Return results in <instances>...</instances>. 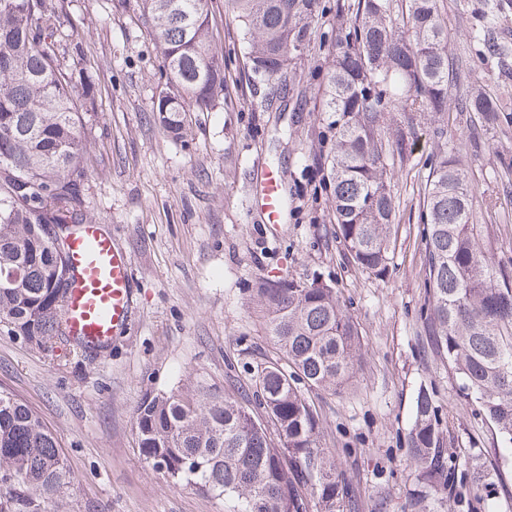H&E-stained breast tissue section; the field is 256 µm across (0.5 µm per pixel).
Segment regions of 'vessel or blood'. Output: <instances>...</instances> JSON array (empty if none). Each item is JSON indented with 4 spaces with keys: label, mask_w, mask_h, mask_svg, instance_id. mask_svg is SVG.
I'll use <instances>...</instances> for the list:
<instances>
[{
    "label": "vessel or blood",
    "mask_w": 512,
    "mask_h": 512,
    "mask_svg": "<svg viewBox=\"0 0 512 512\" xmlns=\"http://www.w3.org/2000/svg\"><path fill=\"white\" fill-rule=\"evenodd\" d=\"M256 181L270 217L282 200L276 174L258 168ZM70 288L65 322L77 342L96 346L112 340L129 324L131 273L125 256L97 225H83L68 243Z\"/></svg>",
    "instance_id": "b4317fda"
}]
</instances>
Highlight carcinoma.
<instances>
[{
  "mask_svg": "<svg viewBox=\"0 0 512 512\" xmlns=\"http://www.w3.org/2000/svg\"><path fill=\"white\" fill-rule=\"evenodd\" d=\"M154 28L165 79L152 111L174 139L190 112L226 102L223 55L210 39L209 0H138ZM359 0L330 50L320 111L333 147L323 157L332 188L336 238L347 259L386 273L396 218L390 163L410 150L412 115L448 111L458 60L448 54L442 0ZM237 25L254 85L287 86L294 60L316 40L320 0H224ZM51 0H0V325L56 355L69 343L63 323L70 281L68 243L50 224H81L91 162L86 131L96 88L60 61ZM485 55L507 57L494 27L482 25ZM493 127L507 119L484 90L462 100ZM403 120H394L395 114ZM419 214L424 247L423 329L448 362L476 414L512 452V257L494 260L474 223L472 187L456 160L433 153ZM265 334L277 355L246 367L251 397L238 400L201 379L149 391L133 411L139 453L175 483L224 499V512H356L336 452L322 444L323 419L308 392L346 394L363 361L359 324L336 288L318 277L256 289ZM418 489L450 491L444 425L431 390L419 388L408 434ZM472 500L489 474H465ZM70 466L35 410L0 390V512H58L72 488Z\"/></svg>",
  "mask_w": 512,
  "mask_h": 512,
  "instance_id": "1",
  "label": "carcinoma"
}]
</instances>
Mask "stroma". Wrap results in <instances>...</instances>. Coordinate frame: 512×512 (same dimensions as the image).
Wrapping results in <instances>:
<instances>
[{"label": "stroma", "instance_id": "obj_1", "mask_svg": "<svg viewBox=\"0 0 512 512\" xmlns=\"http://www.w3.org/2000/svg\"><path fill=\"white\" fill-rule=\"evenodd\" d=\"M63 35L78 42L97 90L89 131L93 167L86 216L99 224L131 270V316L105 352L73 345L47 355L0 325V387L36 410L70 464L68 512H224L223 500L169 482L140 457L133 410L152 390L200 377L227 392L245 364L273 356L254 303L259 284L321 275L334 282L359 323L365 359L353 391L311 399L358 499V512H410L416 488L407 436L420 387L442 410L456 500L429 494L425 512H512L502 486L466 506L463 467L500 474L512 487V455L496 428L476 415L446 361L427 344L420 193L437 148L434 123L414 122L410 156L392 179L398 209L390 263L377 277L349 263L336 239L331 189L319 154L331 146L319 110L326 50L310 48L282 89L255 86L243 70L224 0H210L213 36L228 68L227 104L196 112L178 141L152 112L164 71L158 42L136 0H54ZM484 0H443L448 52L460 75L443 121L448 151L471 181L482 246L512 256V123L474 126L458 100L486 85L512 105V72L481 55L472 21ZM270 108H257L261 100ZM482 143L472 151L469 136ZM275 168L285 209L268 223L255 197L257 165Z\"/></svg>", "mask_w": 512, "mask_h": 512}]
</instances>
